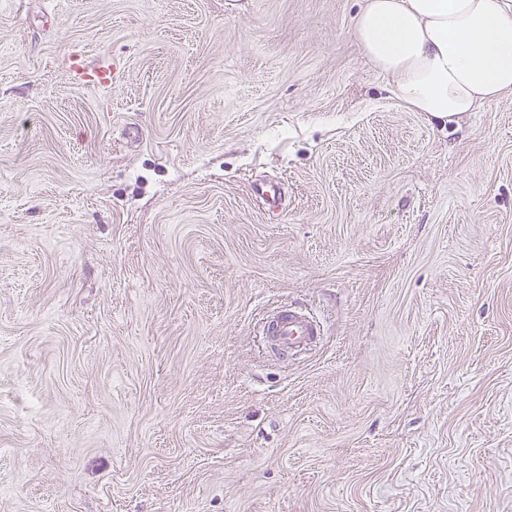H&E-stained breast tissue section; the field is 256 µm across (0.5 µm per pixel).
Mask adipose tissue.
I'll use <instances>...</instances> for the list:
<instances>
[{
  "instance_id": "1",
  "label": "adipose tissue",
  "mask_w": 512,
  "mask_h": 512,
  "mask_svg": "<svg viewBox=\"0 0 512 512\" xmlns=\"http://www.w3.org/2000/svg\"><path fill=\"white\" fill-rule=\"evenodd\" d=\"M353 36L409 111L450 122L512 97V0H363Z\"/></svg>"
}]
</instances>
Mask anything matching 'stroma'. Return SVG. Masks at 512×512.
I'll list each match as a JSON object with an SVG mask.
<instances>
[{"label": "stroma", "instance_id": "stroma-1", "mask_svg": "<svg viewBox=\"0 0 512 512\" xmlns=\"http://www.w3.org/2000/svg\"><path fill=\"white\" fill-rule=\"evenodd\" d=\"M361 7L0 0V512H512V99ZM76 75L84 81L85 84L94 88L106 89L112 86V63L103 61L97 67L90 70L84 68L81 64H74ZM269 324L268 332L281 351H300L316 342L317 325L304 314L292 309L280 311Z\"/></svg>", "mask_w": 512, "mask_h": 512}]
</instances>
